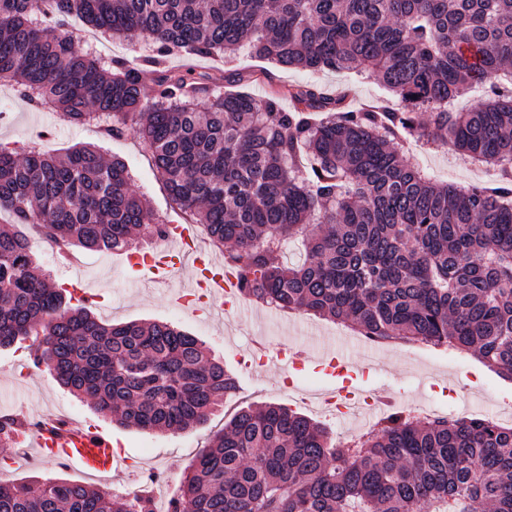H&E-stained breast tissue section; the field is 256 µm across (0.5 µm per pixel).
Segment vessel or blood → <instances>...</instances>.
<instances>
[{"label":"vessel or blood","mask_w":512,"mask_h":512,"mask_svg":"<svg viewBox=\"0 0 512 512\" xmlns=\"http://www.w3.org/2000/svg\"><path fill=\"white\" fill-rule=\"evenodd\" d=\"M190 267L195 286L190 293H176L178 303L192 307L196 314H208L215 306L237 297L239 277L228 269L222 254L193 244L183 225H171L163 250L129 257L127 273L131 278L148 275L151 281L169 282L183 267ZM315 370L331 383L328 404L336 410L365 400V372L333 347L323 348L315 361ZM40 450L50 451L52 458L64 459L90 476L111 473L114 444L110 433L77 424H66L55 416L43 417L34 433Z\"/></svg>","instance_id":"b4317fda"}]
</instances>
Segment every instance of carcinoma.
<instances>
[{
    "label": "carcinoma",
    "mask_w": 512,
    "mask_h": 512,
    "mask_svg": "<svg viewBox=\"0 0 512 512\" xmlns=\"http://www.w3.org/2000/svg\"><path fill=\"white\" fill-rule=\"evenodd\" d=\"M114 37H148L142 66L106 64L59 30L71 16ZM246 48L284 67L353 70L395 108L283 87L264 99L162 68ZM35 110L142 139L174 208L203 227L239 292L329 317L380 344L471 352L512 380V0H0V82ZM154 85L144 102L143 88ZM476 84L467 112L451 102ZM207 104L198 106L200 95ZM292 107L283 110L282 98ZM428 114L427 123L418 112ZM424 138L498 170L491 184L433 182L403 141ZM94 146L47 155L0 143V348L27 338L78 398L123 427L177 433L207 421L236 377L167 322L108 323L96 302L49 282L27 226L65 254L133 251L166 223ZM301 240L289 266L283 245ZM27 436L0 413V447ZM512 512V427L488 418L390 413L336 442L308 416L266 403L237 411L202 448L168 512ZM0 512H155L143 491L107 500L86 484L0 483Z\"/></svg>",
    "instance_id": "cac0c4a2"
}]
</instances>
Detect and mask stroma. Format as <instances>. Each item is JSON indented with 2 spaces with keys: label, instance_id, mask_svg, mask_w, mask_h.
Here are the masks:
<instances>
[{
  "label": "stroma",
  "instance_id": "35a3bbf8",
  "mask_svg": "<svg viewBox=\"0 0 512 512\" xmlns=\"http://www.w3.org/2000/svg\"><path fill=\"white\" fill-rule=\"evenodd\" d=\"M80 51L91 56L143 63L153 46L144 39H123L106 34L78 42ZM168 66L188 69L205 82H219L226 90H242L253 97L264 98L281 86L308 84L333 95L348 92L352 108L370 102H385L389 91L375 78L346 71L311 72L282 68L266 60L239 52L232 60L223 57L173 55ZM0 140L25 148L36 144L53 154L81 145L98 147L106 156L121 157L131 174L133 190L158 214L169 222H178L173 213L165 186L153 170L148 148L137 138H103L97 125H74L52 111L36 112L19 95L10 82L0 83ZM415 160L440 183L467 187L480 183V175L461 166L460 155L451 148H442L416 155ZM38 265L50 273L54 284L82 278L91 293L103 296L96 313L108 322L166 321L176 324L203 340L213 355L238 377L239 389L232 397L218 398L209 419L179 433L145 432L127 429L99 414L90 402L81 400L62 388L47 368L34 369L20 375L17 366L25 362L23 350L0 349V410L22 413L30 421L51 413L71 416L93 427L109 431L118 446L121 461L110 479L90 481L77 466H61L28 448L6 449L12 457L10 466L0 469V481L13 482L28 476L65 478L79 483H94L104 493L122 491L128 484L147 485V475H164L169 487H177L186 469L207 439L221 429L233 413L247 405L279 403L320 422L339 440H347L366 432L375 422L368 415L345 418L336 416L315 404L326 384L315 372H307L301 380L302 390H283L281 372L276 362L262 366H246L252 342L264 340L269 350L288 345L312 355L326 341L345 344L355 363L368 369V387L384 396L388 405L402 400L423 405L436 413L455 409L458 415L483 413L494 419L512 421V381L490 371L473 356L443 348L418 349L384 346L367 351L343 324L313 315H289L254 303H246L225 315L200 316L177 307L174 289L192 287L189 272H181L174 286L149 280L129 281L125 275V256L120 252L76 249L74 258L61 261L50 248L35 243Z\"/></svg>",
  "mask_w": 512,
  "mask_h": 512
}]
</instances>
